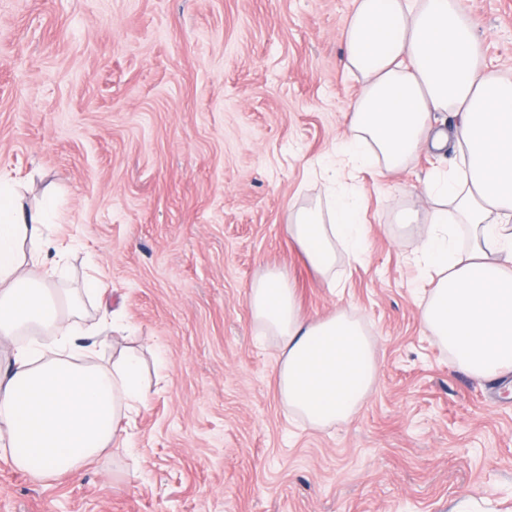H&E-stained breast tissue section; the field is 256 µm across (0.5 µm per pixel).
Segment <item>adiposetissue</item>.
I'll return each mask as SVG.
<instances>
[{"instance_id":"1","label":"adipose tissue","mask_w":512,"mask_h":512,"mask_svg":"<svg viewBox=\"0 0 512 512\" xmlns=\"http://www.w3.org/2000/svg\"><path fill=\"white\" fill-rule=\"evenodd\" d=\"M342 41L345 68L362 83L343 155L388 173L450 139L463 156L461 178L438 174L426 185L434 208L421 254L438 279L424 324L470 374L512 373V77L488 71L477 23L459 0H354ZM448 111L460 117L452 135L432 133L434 113ZM19 187L0 171V345L12 347L0 363V455L44 481L77 475L122 446L147 391L135 349L108 368L79 363L110 329L85 326L81 308L59 295L77 241L54 236L48 206L26 207ZM288 232L326 278L337 245L355 255L365 246L360 205L341 197L325 209L299 207ZM248 305L278 340L289 410L314 428L355 415L376 379L374 340L361 323L341 314L304 320L294 288L274 271L252 284Z\"/></svg>"}]
</instances>
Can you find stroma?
<instances>
[{"instance_id":"obj_1","label":"stroma","mask_w":512,"mask_h":512,"mask_svg":"<svg viewBox=\"0 0 512 512\" xmlns=\"http://www.w3.org/2000/svg\"><path fill=\"white\" fill-rule=\"evenodd\" d=\"M488 67L512 75V0H460ZM353 0H0V169L77 234L62 289L128 325L146 402L126 444L48 484L0 460V512H512V374L462 370L424 326L425 151L395 175L340 160L360 83L341 33ZM363 209L366 251L330 289L288 233L329 186ZM414 208L417 222L399 223ZM284 273L309 321L376 341L371 396L314 429L285 407L279 348L247 296Z\"/></svg>"}]
</instances>
